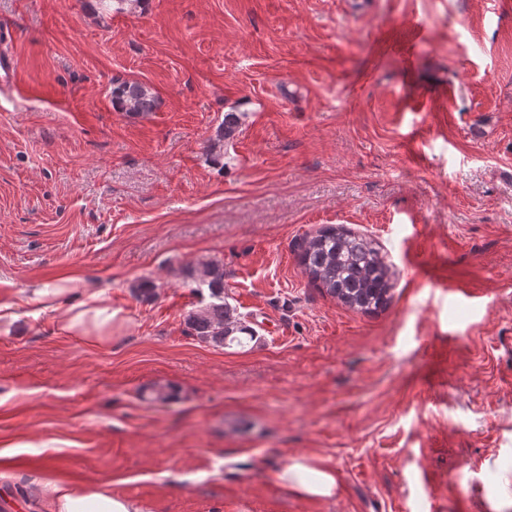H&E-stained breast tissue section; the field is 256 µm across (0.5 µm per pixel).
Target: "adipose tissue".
I'll list each match as a JSON object with an SVG mask.
<instances>
[{"label": "adipose tissue", "instance_id": "ef3b65f1", "mask_svg": "<svg viewBox=\"0 0 512 512\" xmlns=\"http://www.w3.org/2000/svg\"><path fill=\"white\" fill-rule=\"evenodd\" d=\"M78 273H63L57 285L33 283L30 293L40 305L58 312L59 331L81 333L88 341H101L112 327V316L100 308L99 297L87 295L80 303H72L73 285ZM277 477L288 489L302 497L329 498L336 492V477L326 468H317L303 460H292L282 466ZM51 512H143L139 502L117 497L95 484L60 486L50 484Z\"/></svg>", "mask_w": 512, "mask_h": 512}]
</instances>
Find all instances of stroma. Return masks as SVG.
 Instances as JSON below:
<instances>
[{"label":"stroma","instance_id":"obj_1","mask_svg":"<svg viewBox=\"0 0 512 512\" xmlns=\"http://www.w3.org/2000/svg\"><path fill=\"white\" fill-rule=\"evenodd\" d=\"M2 52L0 512H46L48 482L144 512L512 494V0H0ZM117 79L155 111H114ZM328 225L381 248L387 308L304 273L297 246ZM211 261L241 344L186 325L210 297L183 271ZM69 269L113 313L103 342L27 298ZM294 458L335 495L288 492ZM238 128V119L234 113H228L224 117V123L218 130L216 139L210 144L209 152L216 160L224 155V144L232 143Z\"/></svg>","mask_w":512,"mask_h":512}]
</instances>
